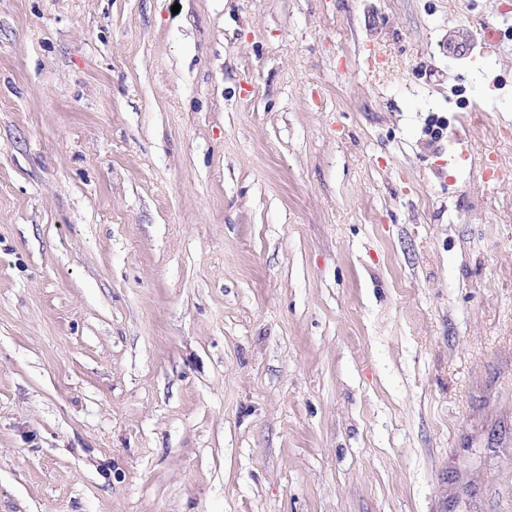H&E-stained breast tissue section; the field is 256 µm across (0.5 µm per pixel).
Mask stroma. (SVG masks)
<instances>
[{"label": "stroma", "mask_w": 512, "mask_h": 512, "mask_svg": "<svg viewBox=\"0 0 512 512\" xmlns=\"http://www.w3.org/2000/svg\"><path fill=\"white\" fill-rule=\"evenodd\" d=\"M507 14L0 0V512H512Z\"/></svg>", "instance_id": "35a3bbf8"}]
</instances>
